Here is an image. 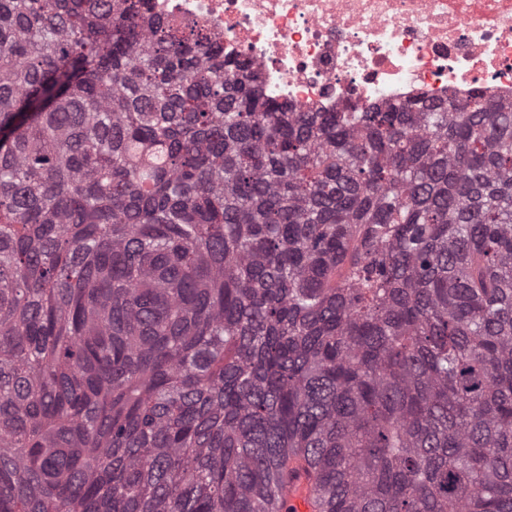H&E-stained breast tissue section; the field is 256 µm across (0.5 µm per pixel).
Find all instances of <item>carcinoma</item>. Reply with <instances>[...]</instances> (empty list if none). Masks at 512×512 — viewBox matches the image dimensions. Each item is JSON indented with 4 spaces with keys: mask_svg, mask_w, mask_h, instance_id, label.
<instances>
[{
    "mask_svg": "<svg viewBox=\"0 0 512 512\" xmlns=\"http://www.w3.org/2000/svg\"><path fill=\"white\" fill-rule=\"evenodd\" d=\"M512 512V100L276 102L150 0H0V512ZM281 493L287 499L292 512H315V492L304 477L288 485Z\"/></svg>",
    "mask_w": 512,
    "mask_h": 512,
    "instance_id": "cac0c4a2",
    "label": "carcinoma"
}]
</instances>
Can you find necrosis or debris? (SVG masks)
Here are the masks:
<instances>
[{
    "label": "necrosis or debris",
    "instance_id": "necrosis-or-debris-1",
    "mask_svg": "<svg viewBox=\"0 0 512 512\" xmlns=\"http://www.w3.org/2000/svg\"><path fill=\"white\" fill-rule=\"evenodd\" d=\"M245 55L273 100L512 97V0H151Z\"/></svg>",
    "mask_w": 512,
    "mask_h": 512
}]
</instances>
